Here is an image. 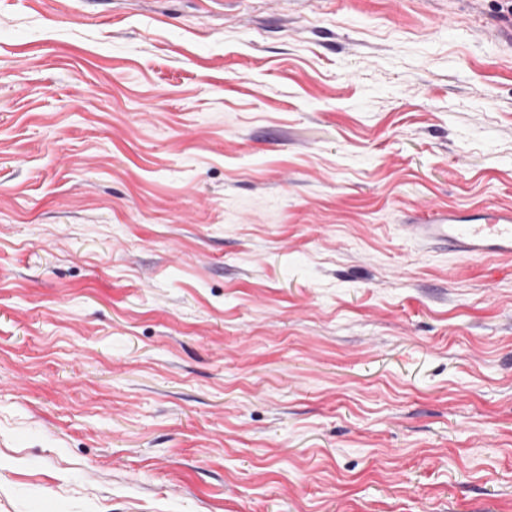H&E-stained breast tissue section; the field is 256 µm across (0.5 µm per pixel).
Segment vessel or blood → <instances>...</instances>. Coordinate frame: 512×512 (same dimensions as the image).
Wrapping results in <instances>:
<instances>
[{
    "instance_id": "1",
    "label": "vessel or blood",
    "mask_w": 512,
    "mask_h": 512,
    "mask_svg": "<svg viewBox=\"0 0 512 512\" xmlns=\"http://www.w3.org/2000/svg\"><path fill=\"white\" fill-rule=\"evenodd\" d=\"M408 230L415 240L445 243L464 256H512V209L488 206L472 213L451 209L409 225Z\"/></svg>"
}]
</instances>
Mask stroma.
Instances as JSON below:
<instances>
[{"instance_id": "obj_1", "label": "stroma", "mask_w": 512, "mask_h": 512, "mask_svg": "<svg viewBox=\"0 0 512 512\" xmlns=\"http://www.w3.org/2000/svg\"><path fill=\"white\" fill-rule=\"evenodd\" d=\"M489 0H0V512H512ZM411 236L426 243H446L464 256H512V209L484 207L468 213L448 209L421 224L408 225Z\"/></svg>"}]
</instances>
